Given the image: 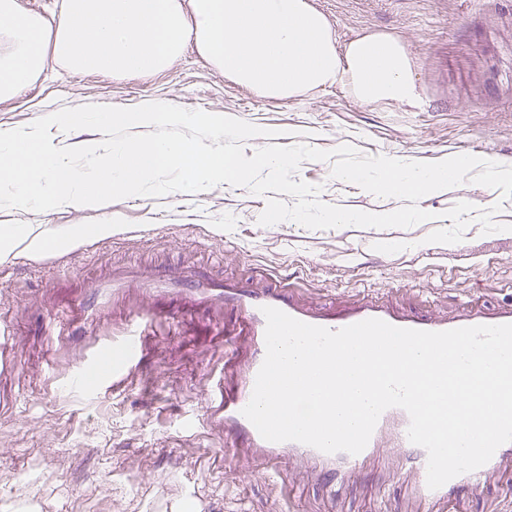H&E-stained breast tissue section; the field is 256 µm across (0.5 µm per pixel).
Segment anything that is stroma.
<instances>
[{"mask_svg": "<svg viewBox=\"0 0 512 512\" xmlns=\"http://www.w3.org/2000/svg\"><path fill=\"white\" fill-rule=\"evenodd\" d=\"M345 45L369 33L397 36L411 59L416 96L366 105L344 82L297 99L267 100L226 79L186 48L148 75L70 73L46 59V78L0 99V131L43 114L87 104L135 107L159 99L188 110L279 130L277 145L354 146L365 155L437 162L461 154L512 156V0H310ZM331 162L306 161L298 178L321 186L322 201L386 213L380 198L332 178ZM498 206L512 224V200L466 182L430 193L420 207L434 220L409 228L310 230L284 221L263 226L266 199L221 184L199 193L132 196L103 208L65 204L44 212L0 208V228L39 231L108 224L109 236L40 258L0 264V512H423L405 453L383 449L350 477L342 494L309 461L282 466L251 448L225 455L224 426L207 405L224 360L246 345L210 335L234 326L231 307L183 319L170 297L112 294L120 270H200L240 278L249 289L292 284L317 312L346 314L368 300L399 314L453 318L469 302L512 309V233L428 242L436 216L455 203ZM152 311L137 360L118 378L103 375L112 340L140 310ZM454 512H512V452L487 472Z\"/></svg>", "mask_w": 512, "mask_h": 512, "instance_id": "35a3bbf8", "label": "stroma"}]
</instances>
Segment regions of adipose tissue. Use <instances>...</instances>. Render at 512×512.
<instances>
[{"instance_id":"ef3b65f1","label":"adipose tissue","mask_w":512,"mask_h":512,"mask_svg":"<svg viewBox=\"0 0 512 512\" xmlns=\"http://www.w3.org/2000/svg\"><path fill=\"white\" fill-rule=\"evenodd\" d=\"M225 77L268 99H292L346 79L371 105L408 102L414 73L401 40L370 33L338 46L309 0H54L43 13L0 0V98L16 96L43 74V60L81 72L150 74L187 46ZM108 224H76L47 238L25 236V251L70 249L111 234Z\"/></svg>"}]
</instances>
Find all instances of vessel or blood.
<instances>
[{"label": "vessel or blood", "mask_w": 512, "mask_h": 512, "mask_svg": "<svg viewBox=\"0 0 512 512\" xmlns=\"http://www.w3.org/2000/svg\"><path fill=\"white\" fill-rule=\"evenodd\" d=\"M170 278L133 275L113 279L114 292L135 286L144 289L146 293H156L169 287ZM182 283L185 287V315H192L201 303H230L233 304L240 316V322L233 333L247 337L250 349V359L245 367H238L235 358L224 361L225 368L236 370L233 383L219 388L220 400L211 404L209 413L224 423L227 437L238 440L240 448L262 449L267 460L279 464L293 457L309 460L322 472L328 475H347L359 469L371 459L381 448L385 436H392L396 447L402 448L414 470V491L419 500L426 505H442L444 512H449L454 498L462 492L476 491L485 474L484 469H477L454 477L438 489H429L426 482L427 452L424 448L412 444L407 438L410 424L408 413L398 407L385 410L374 429L365 449L356 455L345 452L328 454L311 446L294 441L270 442L261 437L254 425L243 415V408L249 403L257 373L266 354L265 329L266 319L262 313L263 307L270 306L280 309L291 317L302 322L337 330L367 319L377 318L391 325L425 331H445L474 325H499L512 323V312L504 311L490 313L480 305L469 304L460 314L452 319L419 318L401 316L391 312L385 306L367 302L348 314L336 316L330 313L315 314L309 312L299 302L288 283L271 282L263 292L256 293L247 290L241 281L226 279L215 281L198 273L192 272L184 276ZM143 335L141 322L127 324L114 345L118 358L112 365L113 375H121L139 352Z\"/></svg>", "instance_id": "b4317fda"}]
</instances>
